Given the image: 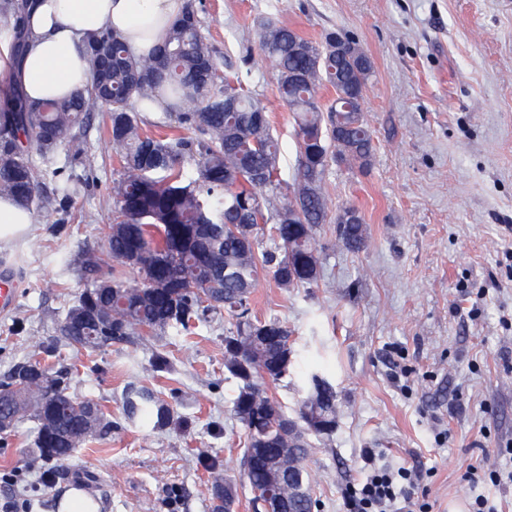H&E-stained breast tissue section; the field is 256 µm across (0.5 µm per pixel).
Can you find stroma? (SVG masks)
I'll use <instances>...</instances> for the list:
<instances>
[{
  "mask_svg": "<svg viewBox=\"0 0 512 512\" xmlns=\"http://www.w3.org/2000/svg\"><path fill=\"white\" fill-rule=\"evenodd\" d=\"M201 34L231 59L269 108L280 150V180L292 185L299 149L277 73L259 54L256 22L270 18L313 41L335 32L370 56L364 103L376 146L363 171L330 167V201L315 232L317 284L279 288L261 276L253 315L288 327L294 365L269 395L287 415L306 397L311 375L333 384L339 415L331 435L312 440L313 512H344L342 494L374 463L433 469L431 512H468L462 480L480 461L506 470L512 458V0H192ZM95 161L88 185L61 206L33 212L30 238L0 249L17 302L0 311V381L15 365L66 371L71 396L94 402L112 423L60 466L35 458V423L0 434V506L57 512L64 493L87 491L99 512H212L218 458L238 488L233 512H252L240 465L244 431L234 415L238 382L224 369V313L133 343L76 351L57 329L95 277L88 256L106 246L103 200L118 162L100 117L86 132ZM358 209L367 244L338 240L336 216ZM173 364L152 367L155 353ZM154 390L170 423L128 424L127 386Z\"/></svg>",
  "mask_w": 512,
  "mask_h": 512,
  "instance_id": "obj_1",
  "label": "stroma"
}]
</instances>
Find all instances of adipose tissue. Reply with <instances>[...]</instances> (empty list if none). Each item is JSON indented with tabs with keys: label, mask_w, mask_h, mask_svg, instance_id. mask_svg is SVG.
<instances>
[{
	"label": "adipose tissue",
	"mask_w": 512,
	"mask_h": 512,
	"mask_svg": "<svg viewBox=\"0 0 512 512\" xmlns=\"http://www.w3.org/2000/svg\"><path fill=\"white\" fill-rule=\"evenodd\" d=\"M185 0H29L17 26L0 28V106L14 92L31 101L64 98L90 80L84 40L108 26L142 55L157 46ZM26 34L24 51L15 28Z\"/></svg>",
	"instance_id": "obj_1"
}]
</instances>
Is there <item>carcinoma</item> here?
Wrapping results in <instances>:
<instances>
[{
	"instance_id": "1",
	"label": "carcinoma",
	"mask_w": 512,
	"mask_h": 512,
	"mask_svg": "<svg viewBox=\"0 0 512 512\" xmlns=\"http://www.w3.org/2000/svg\"><path fill=\"white\" fill-rule=\"evenodd\" d=\"M259 49L278 71L279 101L293 112L299 143V175L289 188L288 202L278 179L279 147L271 133L267 107L237 77L221 72L219 59L202 42L200 20L188 3L166 33L161 46L137 56L121 34L104 28L90 35V60L102 63L99 79L62 101L28 102L16 97L0 112V195L31 209L57 202L44 194L42 180L60 175L53 157L61 146L75 149L77 160L93 169V157L81 149L83 130L94 114L107 115V133L121 170L104 201L111 213L106 227L107 256L120 260L140 254L148 265L136 269L132 285L108 268L98 255L89 258L97 278L68 308L58 336L78 350L101 345L82 337L103 332L113 341H131L147 330L188 328L211 313L224 311L235 330L224 337V367L242 382L234 411L245 429L242 468L252 488L277 472L298 469L307 497H297L288 479L279 483L282 498L294 512H312L308 435L280 432L282 407L256 384L288 373L293 350L288 327L278 318H252L249 301L260 274L267 270L281 288H304L321 278L315 226L328 212L322 181L330 164L367 168L375 145L367 133L364 101L347 108L353 85L365 95L373 74L369 65L356 72L336 62V44L324 38L313 43L295 30L270 19L259 22ZM329 84L336 97L328 108L318 90ZM167 103L178 114L179 128L154 135L142 128L140 113ZM342 139L336 140V131ZM42 159L34 164L30 149ZM198 171L183 180L187 165ZM271 225L275 247L265 249L259 225ZM339 239L351 251L367 243L365 223L338 225ZM106 316L109 326L86 324L69 328L73 314L86 306ZM312 392L303 402L335 430L336 390L313 375ZM26 400L45 402L68 394L63 374L43 371L26 386ZM129 421L153 418L158 426L171 418L168 406L152 392L131 387L125 395ZM37 423L35 444L40 459L62 463L83 445L91 432L77 413L56 423L72 440L53 448L42 440L45 423ZM225 482H213V512H227Z\"/></svg>"
}]
</instances>
